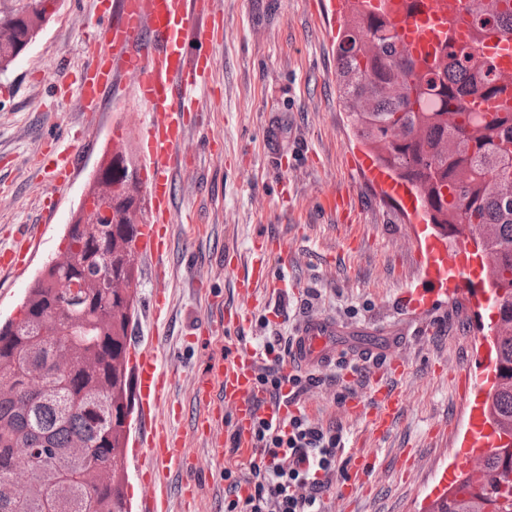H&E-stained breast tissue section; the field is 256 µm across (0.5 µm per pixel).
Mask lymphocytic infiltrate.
<instances>
[{
    "label": "lymphocytic infiltrate",
    "mask_w": 512,
    "mask_h": 512,
    "mask_svg": "<svg viewBox=\"0 0 512 512\" xmlns=\"http://www.w3.org/2000/svg\"><path fill=\"white\" fill-rule=\"evenodd\" d=\"M258 349L266 361L256 380L269 399L279 400L286 394L294 398L304 391L307 377L282 371L281 337H263ZM255 439L258 454L246 469L224 471V512H324L322 493L345 449L342 427L292 414L278 428L258 421ZM244 484L250 493L243 498L237 490Z\"/></svg>",
    "instance_id": "f902f5d3"
}]
</instances>
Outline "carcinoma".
<instances>
[{
	"instance_id": "1",
	"label": "carcinoma",
	"mask_w": 512,
	"mask_h": 512,
	"mask_svg": "<svg viewBox=\"0 0 512 512\" xmlns=\"http://www.w3.org/2000/svg\"><path fill=\"white\" fill-rule=\"evenodd\" d=\"M60 0L0 6V71L8 69L57 12ZM336 49L340 99L355 134L430 202L427 222L457 239L475 226L490 252L485 274L512 294V186L501 183L512 153V107L466 112L465 95L488 102L507 75L479 51L512 37V0H463L465 15L495 18L471 50L448 44L430 66L408 57L387 19L361 0H342ZM136 161L119 146L104 159L77 209L67 246L36 278L21 316L0 324V512H129L124 446L131 414L127 361L134 304L132 218H143ZM498 377L512 382V301L498 307ZM512 512V457L490 451L429 512Z\"/></svg>"
}]
</instances>
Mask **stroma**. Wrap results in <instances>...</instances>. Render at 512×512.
I'll use <instances>...</instances> for the list:
<instances>
[{
	"mask_svg": "<svg viewBox=\"0 0 512 512\" xmlns=\"http://www.w3.org/2000/svg\"><path fill=\"white\" fill-rule=\"evenodd\" d=\"M224 19L214 47L217 64L211 89L198 96L204 129H190L191 163L174 181L173 216L163 263L136 253L137 297L128 334L131 347L162 353L172 372L158 415L179 431L187 451L202 460L208 442L193 431L195 384L213 354L255 344L262 333L293 336L310 317L354 336L362 356L350 369L359 382L347 387L343 369L313 370L317 382L298 397L307 416L344 429L345 446L375 462L368 493L337 501L348 454L341 457L323 494L326 512H423V502L444 474L453 473L454 431L466 423V406L453 371L485 355L484 338L496 315H473L462 295L441 304L431 329L397 307V298L421 278L417 231L397 199L384 196L371 173L373 159L356 138L339 100L336 47L339 30L317 0H212ZM97 0H63L40 35L6 72L0 73V248L14 233L39 225L40 240L23 274L0 271V321L16 318L42 268L66 247L67 226L105 153L128 142L143 162L138 139L146 118L120 80L90 116L60 109L52 69L66 59L79 77L84 31L96 17ZM81 144L79 167L70 182L56 185L40 169L49 136ZM351 191L354 224L325 222L320 191ZM55 209L39 224L45 197ZM195 210L198 223L183 221ZM288 243L284 295L261 297L248 312L243 333L198 340L195 330L218 320L221 303L237 301V276L247 272L255 237ZM164 288L167 312L156 321L152 300ZM270 321L268 331L257 325ZM406 366L399 377L403 413L384 436L366 435L351 420L343 396L363 392L370 372L389 362ZM411 466L401 467L405 450Z\"/></svg>",
	"mask_w": 512,
	"mask_h": 512,
	"instance_id": "1",
	"label": "stroma"
}]
</instances>
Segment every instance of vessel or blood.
I'll return each mask as SVG.
<instances>
[{
	"instance_id": "obj_1",
	"label": "vessel or blood",
	"mask_w": 512,
	"mask_h": 512,
	"mask_svg": "<svg viewBox=\"0 0 512 512\" xmlns=\"http://www.w3.org/2000/svg\"><path fill=\"white\" fill-rule=\"evenodd\" d=\"M367 11L384 13L402 36V44L412 54L430 50L436 42L467 40L469 31L463 20L459 0H367ZM218 16L209 0H120L119 17L111 19L106 6H99L97 21L81 42L85 57L82 79L76 88L68 86V71L61 66L53 73L59 87L68 88L67 99L73 111H99L105 94L118 77L132 80V89L144 108L147 119L140 130L145 145V190L149 217L142 225L137 249L161 257L168 243L172 218L173 175L185 161L186 135L191 127H203L204 120L195 107L198 92L209 89L216 64L213 54V29ZM79 150L68 144L54 147L42 157L56 184H65L75 169ZM388 194L396 196L415 221H423L424 211L411 198L405 185L391 183ZM351 201L344 191L330 189L322 193L320 208L328 218H342ZM37 245L32 230L14 236L11 247L0 249V268L23 272ZM423 278L417 287L403 291L399 304L408 314L425 317L431 314L439 297L452 296L459 279L467 281V304L471 310L487 308L489 301L481 279L469 277V262L448 251L446 234L427 236L418 245ZM254 260L248 273L237 281L239 303L228 304L218 324L206 328L205 336L223 331H243L247 311L258 289L279 293L284 280L273 276L274 261H286L288 246L276 239H258L253 243ZM335 324L312 319L297 329L288 347L285 369L326 366L342 358L336 344ZM263 358L259 351L242 346L227 358H211L199 377L195 400L199 407L198 432L211 444L210 462L224 461L225 447H232L237 460L246 462L258 450L254 446L253 428L257 418L279 423L287 412L264 400L256 388V372ZM130 364L134 370L138 394L139 422L144 438L135 440L134 454L147 461L140 481L141 512H170L169 477L172 472L184 476L182 501L192 505L199 495L195 474L198 461L187 453L184 439L171 426L158 422L156 410L167 398L171 379L161 358L147 351L132 350ZM402 363L390 365L388 377L370 374L366 394L346 398L345 410L352 420L362 422L368 432L384 435L392 431L401 415L403 394L393 383L402 376ZM463 383L468 409V428L460 443L459 460L466 465L477 461L501 440L487 425L481 398L493 380V364L480 360L477 370L457 373ZM231 425V436H224V425ZM368 463L358 458L349 467L337 492L338 498L356 495L367 480Z\"/></svg>"
}]
</instances>
